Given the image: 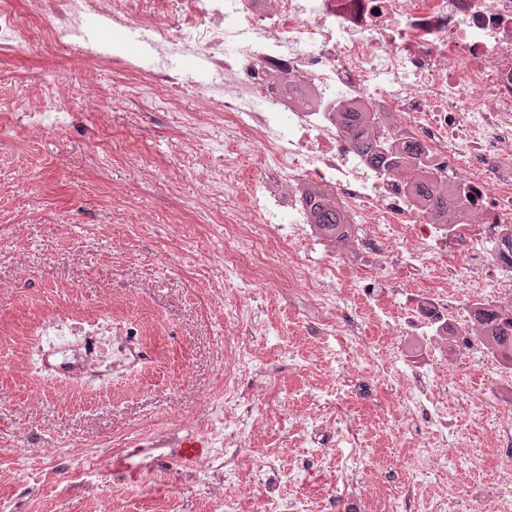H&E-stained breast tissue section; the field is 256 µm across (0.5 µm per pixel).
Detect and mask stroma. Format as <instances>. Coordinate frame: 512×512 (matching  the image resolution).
<instances>
[{
  "instance_id": "1",
  "label": "stroma",
  "mask_w": 512,
  "mask_h": 512,
  "mask_svg": "<svg viewBox=\"0 0 512 512\" xmlns=\"http://www.w3.org/2000/svg\"><path fill=\"white\" fill-rule=\"evenodd\" d=\"M51 76L64 102L57 126L34 110ZM98 86L113 101L86 110ZM168 112L160 94L103 64L55 50L0 61V512H225L228 497L240 512H263L245 483L221 496L208 486L207 464L222 451L226 375L253 402L255 455L285 468L305 451L289 417L326 412L338 368L326 350L354 356L320 335L321 312L290 289L258 292L225 277L224 210L236 199L211 208L207 171L224 130L193 143ZM106 127L130 133L131 144L102 146ZM228 307L248 317L246 368L235 367L236 339L224 333ZM108 320L136 344L134 364L81 379L44 371L49 326ZM301 352L312 364L298 365ZM403 383L363 374L344 398L365 450L357 487L327 461L281 496L308 498L315 512H391L405 490L395 466L403 445L381 408ZM188 438L205 444L189 464L179 454ZM500 469L494 457L479 470L459 462L472 505L492 500ZM437 505L463 512L439 474L417 487L412 508Z\"/></svg>"
}]
</instances>
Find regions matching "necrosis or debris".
Here are the masks:
<instances>
[{
  "label": "necrosis or debris",
  "instance_id": "4bbe7bcc",
  "mask_svg": "<svg viewBox=\"0 0 512 512\" xmlns=\"http://www.w3.org/2000/svg\"><path fill=\"white\" fill-rule=\"evenodd\" d=\"M30 23L42 47L148 81L194 138L219 123L253 155L259 177L227 217L224 270L251 288L288 285L321 309L326 336L355 347L342 383L388 374L362 340L368 327L403 337L411 371L390 413L415 423L398 460L410 485L463 456L481 464L482 449L439 415L451 402L469 424L500 419L490 449L512 460V399L470 382L478 372L512 391V362L482 320L512 311V0H27L23 17L0 0L1 56L22 51ZM103 28L141 53L116 57ZM348 110L363 114L361 133L384 161L356 149ZM422 177L456 190L447 210L416 195ZM309 187L344 211L346 239L311 224ZM299 243L320 251L318 266L286 257ZM396 268L413 277L410 299L383 294ZM136 357L106 332L58 329L42 364L83 377ZM244 434L240 419L225 431L212 488L244 466L274 502L273 463L250 459Z\"/></svg>",
  "mask_w": 512,
  "mask_h": 512
}]
</instances>
